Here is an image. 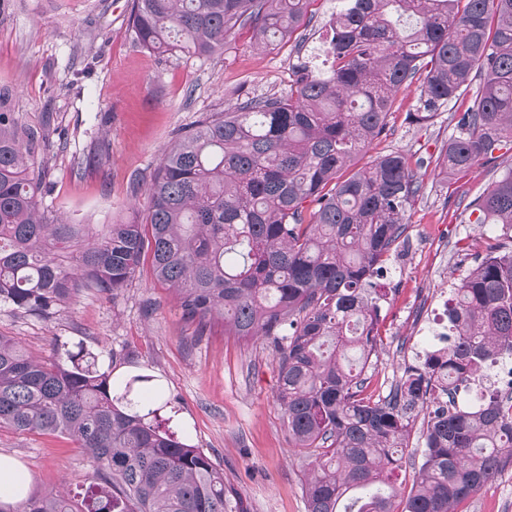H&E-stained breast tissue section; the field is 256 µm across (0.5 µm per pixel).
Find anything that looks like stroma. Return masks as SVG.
<instances>
[{"instance_id":"stroma-1","label":"stroma","mask_w":512,"mask_h":512,"mask_svg":"<svg viewBox=\"0 0 512 512\" xmlns=\"http://www.w3.org/2000/svg\"><path fill=\"white\" fill-rule=\"evenodd\" d=\"M132 0H0V97L19 125L42 137L36 162L47 171L42 209L82 224H108L144 214L151 175L164 152L212 113L228 112L245 95L287 92L295 67L310 62L326 72L328 22L337 0H315L310 23L289 41L255 46L239 31L223 52L176 59L136 44L129 28ZM419 90H401L384 134L357 157L364 166L397 151L418 164L423 189L407 229L379 282V341L368 370V394L386 397L406 371L447 332L451 288L484 253L495 224L477 223L474 205L503 170L512 151L450 178L432 162L453 132L450 112L410 124ZM0 334L17 338L38 357L53 356L61 340L82 343L113 364L115 374L143 369L164 380L169 407L163 427L220 462L226 483L247 512H306L307 464L288 438L276 401L277 358L270 337L241 340L222 324L199 336L185 321L174 292L159 285L149 265L118 296L84 288L48 321L0 306ZM427 409L416 410L409 446L390 480L408 492L422 462ZM0 455L32 472L30 496L80 491L91 481V459L70 439L0 428ZM459 512H512V465L459 507Z\"/></svg>"}]
</instances>
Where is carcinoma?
<instances>
[{
    "instance_id": "1",
    "label": "carcinoma",
    "mask_w": 512,
    "mask_h": 512,
    "mask_svg": "<svg viewBox=\"0 0 512 512\" xmlns=\"http://www.w3.org/2000/svg\"><path fill=\"white\" fill-rule=\"evenodd\" d=\"M312 2L133 0L131 31L149 51L204 59L245 28L266 46L289 39ZM339 2L325 76L300 64L288 92L201 121L161 158L146 215L100 231L39 209L37 135L0 102V304L49 319L82 288L118 294L149 257L198 332L220 322L240 339L273 337L277 401L308 460L306 512H458L512 464V399L491 380L512 355V247L476 256L453 288V342L388 397L363 396L383 298L373 278L422 181L398 152L353 165L401 87L420 82L409 119L422 124L474 73L483 82L452 114L435 167L458 175L497 159L512 142V0ZM476 207V223L512 242V168ZM112 372L80 344L39 360L0 334V428L71 438L95 466L80 500L58 491L0 512H247L210 455L161 429L159 380ZM462 383L476 390L467 406L455 403ZM428 403L423 460L399 507L389 473Z\"/></svg>"
}]
</instances>
